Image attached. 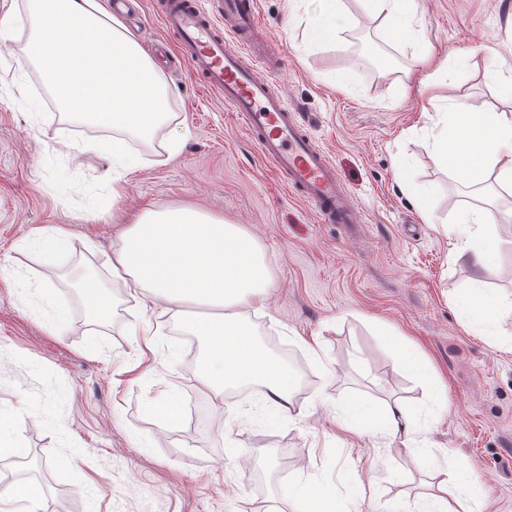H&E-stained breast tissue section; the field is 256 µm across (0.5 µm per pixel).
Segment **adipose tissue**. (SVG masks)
I'll use <instances>...</instances> for the list:
<instances>
[{
	"label": "adipose tissue",
	"instance_id": "1",
	"mask_svg": "<svg viewBox=\"0 0 512 512\" xmlns=\"http://www.w3.org/2000/svg\"><path fill=\"white\" fill-rule=\"evenodd\" d=\"M416 0H362L367 14L382 18L395 39L416 43L414 63L430 89L448 70L433 62L429 48L416 37ZM431 147L438 162L453 167L467 184H512V113L478 112L465 102H449L435 124ZM454 252L489 272L497 250L488 212L464 211L451 231ZM112 253V276L140 296L143 307L164 308L184 318L189 331L205 343L200 384L216 396L244 382L265 387L282 410L291 406L294 378L272 358L242 324L238 307L264 299L269 274L256 241L235 224L224 223L190 205L145 211L124 223Z\"/></svg>",
	"mask_w": 512,
	"mask_h": 512
}]
</instances>
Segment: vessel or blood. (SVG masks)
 Returning <instances> with one entry per match:
<instances>
[{
    "mask_svg": "<svg viewBox=\"0 0 512 512\" xmlns=\"http://www.w3.org/2000/svg\"><path fill=\"white\" fill-rule=\"evenodd\" d=\"M161 23L176 36L192 74L204 88L223 96L261 156L311 205L319 222L358 223L359 211L328 155L313 144L278 90L275 76L283 60L257 41L255 0H212L208 10L199 0H164ZM260 64L266 76L258 75Z\"/></svg>",
    "mask_w": 512,
    "mask_h": 512,
    "instance_id": "obj_1",
    "label": "vessel or blood"
}]
</instances>
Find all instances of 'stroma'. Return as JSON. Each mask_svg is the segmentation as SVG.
I'll list each match as a JSON object with an SVG mask.
<instances>
[{"label":"stroma","instance_id":"stroma-1","mask_svg":"<svg viewBox=\"0 0 512 512\" xmlns=\"http://www.w3.org/2000/svg\"><path fill=\"white\" fill-rule=\"evenodd\" d=\"M139 2L122 21L147 52L164 32L157 0ZM345 2L355 23L329 44L304 37L323 0H258V11L284 61L277 84L333 161L358 224L318 223L223 98L166 62L165 122L149 139L115 135L135 167L122 174L111 154H73L103 131L68 120L36 69L21 67L15 42L0 44V74L17 79L0 84V427L15 447L0 454V491L24 482L39 492L0 500V512H307L313 483L332 512H423L443 467L459 465L479 476L483 512H512V346L480 336L457 302L482 281L502 306L501 331L512 332V186L463 184L430 148L432 115L449 99L480 111L512 110V98L483 67L456 64L426 104L411 41L390 39L382 19ZM417 2L436 60L467 49L512 59V0ZM478 195L497 216L486 276L455 256L448 234ZM175 205L258 241L270 288L240 315L275 359L286 348L302 359L291 413L256 383L214 397L192 365L203 342L113 282L118 218ZM47 226L70 236L46 262L22 243ZM86 269L112 288V313L98 324L75 286ZM400 342L425 374L398 354ZM163 385L184 406L164 429L150 411ZM395 403L418 422L422 447L383 437L381 414ZM361 404L372 418L340 427Z\"/></svg>","mask_w":512,"mask_h":512}]
</instances>
